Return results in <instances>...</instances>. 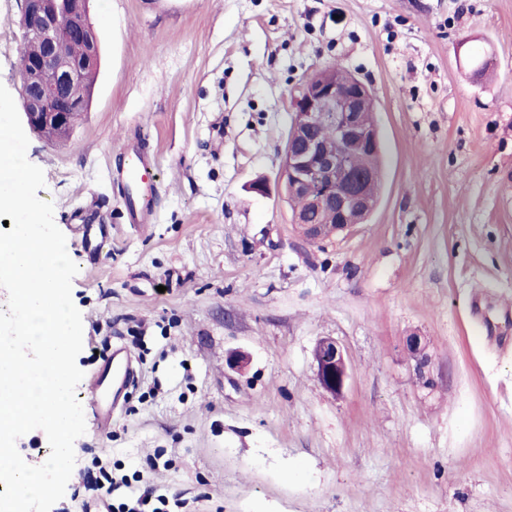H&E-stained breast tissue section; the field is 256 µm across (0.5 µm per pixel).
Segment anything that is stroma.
I'll return each mask as SVG.
<instances>
[{
	"label": "stroma",
	"mask_w": 512,
	"mask_h": 512,
	"mask_svg": "<svg viewBox=\"0 0 512 512\" xmlns=\"http://www.w3.org/2000/svg\"><path fill=\"white\" fill-rule=\"evenodd\" d=\"M20 17L0 0L17 102ZM89 18L88 110L66 143L29 133L26 155L79 267L78 367L121 347L138 374L105 431L79 383L86 432L51 512L142 495L168 512H512V334L483 325L512 308V0H90ZM335 62L374 90L386 175L366 223L313 244L279 177L292 100ZM132 149L155 162L146 226L125 205ZM325 336L349 364L339 395L317 379Z\"/></svg>",
	"instance_id": "35a3bbf8"
}]
</instances>
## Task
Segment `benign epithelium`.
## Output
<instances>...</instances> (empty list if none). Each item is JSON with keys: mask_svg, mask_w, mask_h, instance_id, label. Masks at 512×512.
<instances>
[{"mask_svg": "<svg viewBox=\"0 0 512 512\" xmlns=\"http://www.w3.org/2000/svg\"><path fill=\"white\" fill-rule=\"evenodd\" d=\"M22 2L24 43L36 42L45 51L22 79L26 123L31 130L38 131L51 122L65 133L68 118L58 104L67 100L78 107L84 106L87 97L82 89L83 71L99 64V36L89 21V0ZM64 31L83 44L81 61L66 55ZM46 67L57 74L52 87L40 81V71ZM353 84L351 93H339L336 69L323 67L308 77L294 101L283 161V188L285 197L304 199L305 208L294 212L293 217L311 242L346 230L375 208L369 194L371 173L353 168L351 159L379 150V130L376 126L368 129L360 124V109L372 98V93L357 79ZM324 128L331 130L335 147L315 135ZM323 214L336 218V227L321 224L319 217ZM313 359L322 388L334 395L341 393L349 378V365L336 340L319 339Z\"/></svg>", "mask_w": 512, "mask_h": 512, "instance_id": "benign-epithelium-1", "label": "benign epithelium"}]
</instances>
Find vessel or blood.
<instances>
[{
    "label": "vessel or blood",
    "instance_id": "1",
    "mask_svg": "<svg viewBox=\"0 0 512 512\" xmlns=\"http://www.w3.org/2000/svg\"><path fill=\"white\" fill-rule=\"evenodd\" d=\"M152 163L139 152H131L130 163L124 172L127 194L125 204L131 222L142 224L149 219L147 198L152 179ZM134 379L131 357L123 348L113 349L111 355L93 372L88 380L93 408L102 424H109L112 411Z\"/></svg>",
    "mask_w": 512,
    "mask_h": 512
}]
</instances>
